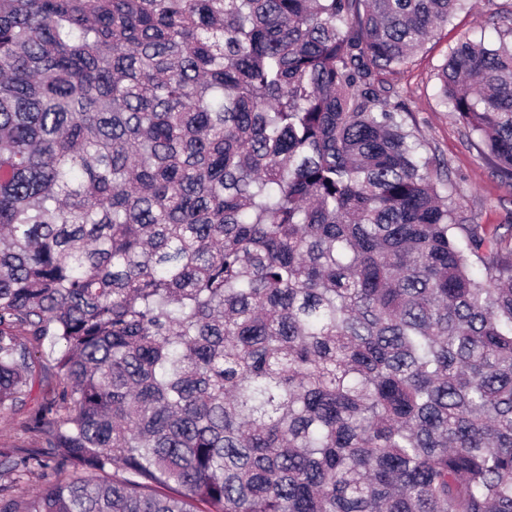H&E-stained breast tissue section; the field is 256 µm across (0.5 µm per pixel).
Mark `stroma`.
Returning <instances> with one entry per match:
<instances>
[{
    "label": "stroma",
    "instance_id": "1",
    "mask_svg": "<svg viewBox=\"0 0 512 512\" xmlns=\"http://www.w3.org/2000/svg\"><path fill=\"white\" fill-rule=\"evenodd\" d=\"M510 10L512 0H473L469 14L459 15L392 78L428 154L447 167L448 193L464 223L482 224L503 234L512 232V189L502 183L476 139L467 136L454 114L438 104L433 73L461 36L496 42L495 22Z\"/></svg>",
    "mask_w": 512,
    "mask_h": 512
}]
</instances>
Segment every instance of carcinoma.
Wrapping results in <instances>:
<instances>
[{
	"label": "carcinoma",
	"mask_w": 512,
	"mask_h": 512,
	"mask_svg": "<svg viewBox=\"0 0 512 512\" xmlns=\"http://www.w3.org/2000/svg\"><path fill=\"white\" fill-rule=\"evenodd\" d=\"M468 2L0 0V512H512V248L385 78ZM20 415L11 411H0V446L12 445L19 450L40 449L39 443L29 434H25L19 428Z\"/></svg>",
	"instance_id": "cac0c4a2"
}]
</instances>
